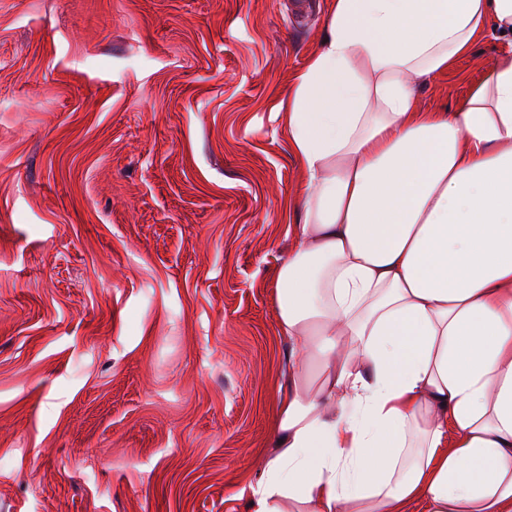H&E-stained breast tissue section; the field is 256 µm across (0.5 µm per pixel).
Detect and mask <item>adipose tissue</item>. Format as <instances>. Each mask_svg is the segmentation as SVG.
<instances>
[{
	"label": "adipose tissue",
	"instance_id": "1",
	"mask_svg": "<svg viewBox=\"0 0 512 512\" xmlns=\"http://www.w3.org/2000/svg\"><path fill=\"white\" fill-rule=\"evenodd\" d=\"M488 37L463 103L422 109ZM288 141L294 350L251 512H512V0H332Z\"/></svg>",
	"mask_w": 512,
	"mask_h": 512
}]
</instances>
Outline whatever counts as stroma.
I'll list each match as a JSON object with an SVG mask.
<instances>
[{
    "label": "stroma",
    "mask_w": 512,
    "mask_h": 512,
    "mask_svg": "<svg viewBox=\"0 0 512 512\" xmlns=\"http://www.w3.org/2000/svg\"><path fill=\"white\" fill-rule=\"evenodd\" d=\"M327 6L0 0V512H250L288 385L286 109Z\"/></svg>",
    "instance_id": "obj_1"
}]
</instances>
